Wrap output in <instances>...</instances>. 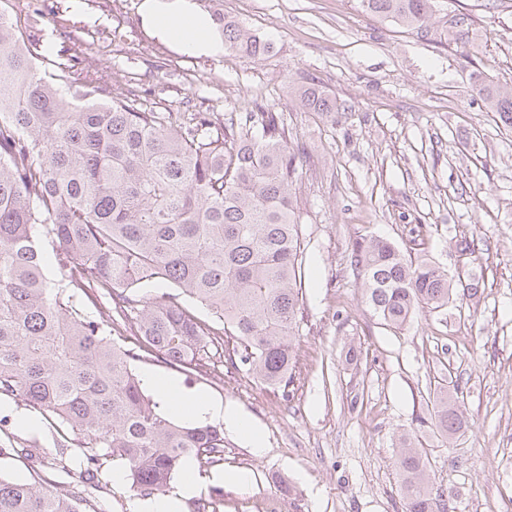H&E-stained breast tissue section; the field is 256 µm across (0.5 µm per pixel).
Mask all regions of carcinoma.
<instances>
[{"label":"carcinoma","instance_id":"cac0c4a2","mask_svg":"<svg viewBox=\"0 0 512 512\" xmlns=\"http://www.w3.org/2000/svg\"><path fill=\"white\" fill-rule=\"evenodd\" d=\"M359 2L422 37L441 7ZM207 13L225 49L251 58L273 49L224 16L220 0ZM478 94L512 131V92L484 85ZM298 98L338 112L312 84ZM298 167L279 113L147 110L135 90L116 92L34 51L29 27L0 12V395L22 398L74 446L0 448L32 471L0 475V512H97L55 487L52 472L73 462L94 491L107 486L105 462H120L143 498L164 494L184 461L215 462L224 430L162 410L135 373L148 357L201 371L221 340L266 385L290 382L304 305ZM350 264L367 306L395 329L466 291L379 237L355 241ZM159 281L174 292L150 294ZM435 418L450 439L462 429L446 393ZM403 445L394 466L405 512H448L428 459L412 439Z\"/></svg>","mask_w":512,"mask_h":512}]
</instances>
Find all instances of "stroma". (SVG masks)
<instances>
[{"label": "stroma", "instance_id": "stroma-1", "mask_svg": "<svg viewBox=\"0 0 512 512\" xmlns=\"http://www.w3.org/2000/svg\"><path fill=\"white\" fill-rule=\"evenodd\" d=\"M142 2L0 0V11L28 18L48 54L67 49L84 76L137 87L146 107L264 105L301 154L304 321L288 386L220 356L204 376L138 365L233 402L264 434L257 455L225 430L223 460L196 471L180 512L209 497L218 512H278L283 479L291 512H405L394 458L407 436L450 512H512V133L477 94L512 88V0H448V30L430 39L358 0H224L226 15L273 41L258 59L178 47L144 22ZM307 83L336 102L335 118L289 94ZM372 236L451 280L476 274L477 296L382 325L350 265L352 241ZM441 387L458 393L453 440L435 427ZM235 473L245 481L230 482Z\"/></svg>", "mask_w": 512, "mask_h": 512}]
</instances>
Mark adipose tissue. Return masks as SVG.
Here are the masks:
<instances>
[{
  "label": "adipose tissue",
  "instance_id": "adipose-tissue-1",
  "mask_svg": "<svg viewBox=\"0 0 512 512\" xmlns=\"http://www.w3.org/2000/svg\"><path fill=\"white\" fill-rule=\"evenodd\" d=\"M145 18L163 38L200 54H217L224 44L208 18L194 11L188 0H144ZM162 398L179 414L192 419H211L239 433L255 452H263L265 439L254 422L233 403L212 399L205 393H181L175 383L158 384Z\"/></svg>",
  "mask_w": 512,
  "mask_h": 512
}]
</instances>
